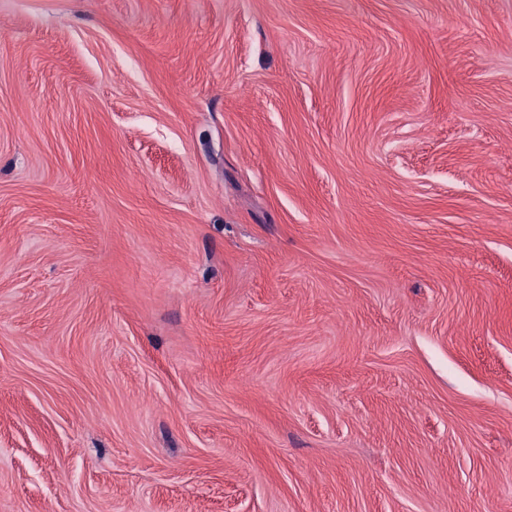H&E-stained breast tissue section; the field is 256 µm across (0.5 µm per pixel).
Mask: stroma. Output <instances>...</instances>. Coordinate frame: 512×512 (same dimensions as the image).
<instances>
[{
	"instance_id": "stroma-1",
	"label": "stroma",
	"mask_w": 512,
	"mask_h": 512,
	"mask_svg": "<svg viewBox=\"0 0 512 512\" xmlns=\"http://www.w3.org/2000/svg\"><path fill=\"white\" fill-rule=\"evenodd\" d=\"M0 30V512H512V0Z\"/></svg>"
}]
</instances>
